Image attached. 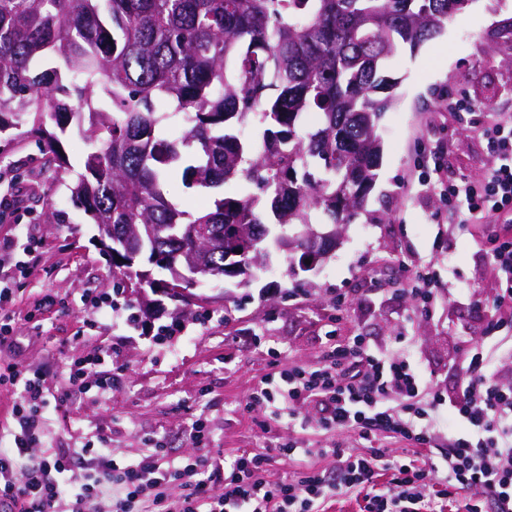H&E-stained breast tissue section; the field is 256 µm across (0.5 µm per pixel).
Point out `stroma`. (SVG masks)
Returning a JSON list of instances; mask_svg holds the SVG:
<instances>
[{
	"label": "stroma",
	"instance_id": "35a3bbf8",
	"mask_svg": "<svg viewBox=\"0 0 512 512\" xmlns=\"http://www.w3.org/2000/svg\"><path fill=\"white\" fill-rule=\"evenodd\" d=\"M388 73L398 84L379 123L383 159L367 213L342 227L337 248L314 270L280 255L249 286L214 280L198 287L201 301L193 306L163 300L157 317L184 333L160 344L113 327L108 316L82 331L86 293H112L122 307L137 296L117 289L97 230L71 195V175L40 171L39 136H0V170L16 168L14 180H0V198L11 202L0 209V239L28 231L42 242L28 256L32 275L15 291L19 359L54 369L48 384L55 391L66 385L59 371L65 359L117 345L106 396L91 390L47 408L45 426L58 447H80L102 431L115 454L129 459L161 436L177 460L193 451L185 428L198 413L210 421L212 448L228 457L291 439L329 445L335 435L286 426L248 400L253 386L283 365L318 364L330 332L366 337L394 357L395 338L406 333L432 389L454 394L462 351L492 315L485 302L497 286L490 234L512 235V223L493 230L451 224L439 191L421 181L436 169L448 183L476 180L493 163L481 130L491 116L512 115V0H473L436 38L414 51L402 47ZM452 101L466 111H449ZM48 208L62 221L44 222ZM420 261L433 262L451 289L426 316L416 314L408 291L410 266Z\"/></svg>",
	"mask_w": 512,
	"mask_h": 512
}]
</instances>
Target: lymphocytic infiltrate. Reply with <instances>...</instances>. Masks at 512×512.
Instances as JSON below:
<instances>
[{"label": "lymphocytic infiltrate", "instance_id": "lymphocytic-infiltrate-1", "mask_svg": "<svg viewBox=\"0 0 512 512\" xmlns=\"http://www.w3.org/2000/svg\"><path fill=\"white\" fill-rule=\"evenodd\" d=\"M483 134L494 163L481 179L443 191L461 224L512 215V118H492ZM36 245L28 234L0 241V353L14 350L12 285L31 274L26 262L5 259ZM490 264L498 281L492 302L512 309V237L498 239ZM500 343V337H484L463 360L461 384L448 405L465 433L441 426L440 399L410 355L392 359L353 336L331 345L323 363L281 369L250 394L251 403L277 420L294 419L298 405L311 406L319 430L350 434L353 445L304 448L291 440L228 460L212 453L204 415L187 428L193 454L177 461L168 460L160 438L130 460L118 459L104 434L79 448H50L43 428L47 373L14 361L0 375L16 396L0 447V500L10 501L14 512H328L337 495L355 493L365 512H447L461 495L466 512H512V384L501 378ZM111 359L107 350L70 359L69 386L106 394L109 382L92 374ZM391 442L418 449V457L389 458ZM275 454L298 462L295 478L263 477ZM313 457L330 458L329 468L310 466Z\"/></svg>", "mask_w": 512, "mask_h": 512}]
</instances>
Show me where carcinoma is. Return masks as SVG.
<instances>
[{"label": "carcinoma", "instance_id": "obj_1", "mask_svg": "<svg viewBox=\"0 0 512 512\" xmlns=\"http://www.w3.org/2000/svg\"><path fill=\"white\" fill-rule=\"evenodd\" d=\"M471 0H0V134L32 123L45 164L82 127L71 192L104 226L113 276L137 250L188 295L306 252L291 231L366 211L401 45ZM188 114L178 138L166 135ZM234 181L235 195L210 198ZM181 184L195 210L174 201ZM266 193L262 197L252 188ZM235 250L248 262L226 269Z\"/></svg>", "mask_w": 512, "mask_h": 512}]
</instances>
